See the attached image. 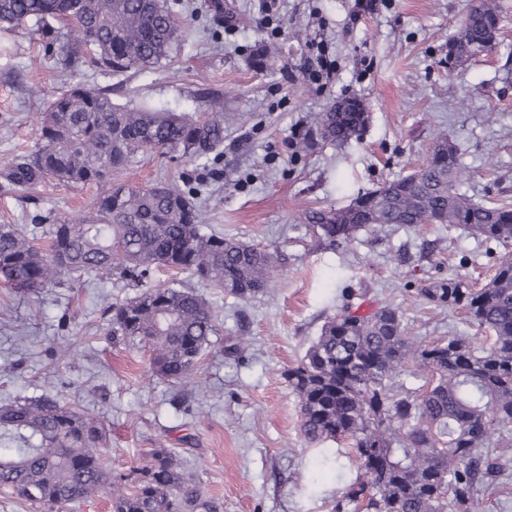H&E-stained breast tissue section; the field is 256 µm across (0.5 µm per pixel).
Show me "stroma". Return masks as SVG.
Returning <instances> with one entry per match:
<instances>
[{
  "mask_svg": "<svg viewBox=\"0 0 512 512\" xmlns=\"http://www.w3.org/2000/svg\"><path fill=\"white\" fill-rule=\"evenodd\" d=\"M501 5L497 47L454 66L448 41L467 0H167L181 36L161 67L115 77L91 66L64 72L50 31L0 30V164L34 148L54 92L109 85L118 103L181 112L224 101V145L206 165L153 156L119 172L137 185L203 187L207 231L284 253L266 295L239 301L197 285L217 315L218 333L196 373L203 391L183 409L182 386L145 378L149 351L113 343L101 299L122 301L121 282L72 278L35 293L0 276V405L45 394L98 417L101 453L113 473L138 466L152 448L180 454L201 491L224 512H336L358 469L354 457L322 464L300 432L298 401L282 373L305 354L342 302L399 307L427 340L459 333L484 342L461 310L426 300L421 288L448 278L481 287L512 245L460 225H394L358 232L336 247L301 214L340 207L425 161L435 129L446 130L473 202H512V0ZM328 43L334 78L303 74L311 42ZM355 96L370 119L347 143L294 153L298 130L334 101ZM95 185L47 183L29 199L0 190V224L37 214L76 218ZM251 340L243 357L229 351ZM315 478L317 493L307 488Z\"/></svg>",
  "mask_w": 512,
  "mask_h": 512,
  "instance_id": "1",
  "label": "stroma"
}]
</instances>
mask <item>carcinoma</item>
I'll return each mask as SVG.
<instances>
[{
	"mask_svg": "<svg viewBox=\"0 0 512 512\" xmlns=\"http://www.w3.org/2000/svg\"><path fill=\"white\" fill-rule=\"evenodd\" d=\"M58 21L67 32L56 55L66 68L90 62L114 75L161 66L178 42L179 18L165 0H0V28ZM497 0H476L448 41L451 58L470 59L498 43ZM369 122L365 105L345 97L316 113L293 144L306 152L338 145ZM224 143V103L169 112L112 101V87H75L42 115L41 142L0 166V188L20 197L37 185L94 184L93 208L61 222L0 224V273L35 292L70 275L124 282L139 289L104 308L116 342L149 348L146 380L193 379L216 314L188 287H154L150 273L168 268L247 302L265 292L287 258L207 233L199 190L135 186L112 178L154 153L189 162L209 159ZM462 170L448 134H435L426 162L413 172L356 195L339 208H311L304 223L329 244L369 227L457 224L487 241H512V204H477L459 191ZM49 251L35 248L37 237ZM421 294L464 311L488 334L487 347L454 335L423 342L399 308L370 311L350 300L324 323L283 377L298 398L300 430L312 445L342 441L358 462L336 508L352 512H479V495L509 481L512 461V258L480 288L460 279ZM0 487L26 503L63 509L108 488L111 512H223L204 495L170 448H153L128 475L112 478L100 453L107 430L97 417L52 395L0 406Z\"/></svg>",
	"mask_w": 512,
	"mask_h": 512,
	"instance_id": "obj_1",
	"label": "carcinoma"
}]
</instances>
